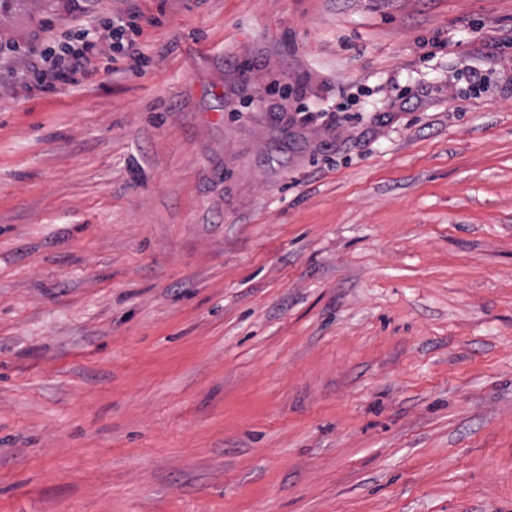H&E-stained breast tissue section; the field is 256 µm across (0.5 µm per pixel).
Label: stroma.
<instances>
[{"instance_id": "stroma-1", "label": "stroma", "mask_w": 512, "mask_h": 512, "mask_svg": "<svg viewBox=\"0 0 512 512\" xmlns=\"http://www.w3.org/2000/svg\"><path fill=\"white\" fill-rule=\"evenodd\" d=\"M115 13L120 66L12 79ZM0 42V512H512V0Z\"/></svg>"}]
</instances>
